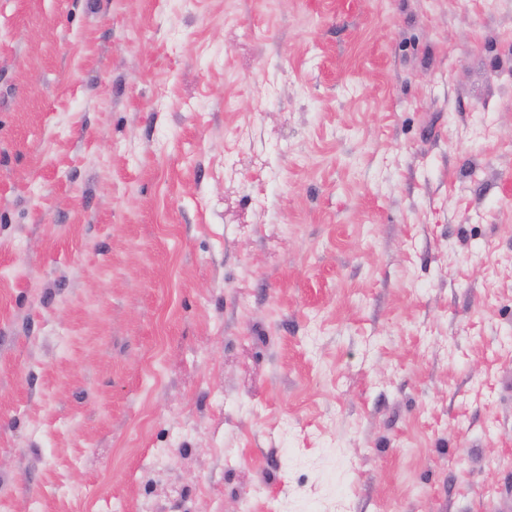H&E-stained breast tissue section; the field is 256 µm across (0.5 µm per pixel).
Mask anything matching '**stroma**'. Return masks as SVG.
<instances>
[{
  "label": "stroma",
  "instance_id": "1",
  "mask_svg": "<svg viewBox=\"0 0 512 512\" xmlns=\"http://www.w3.org/2000/svg\"><path fill=\"white\" fill-rule=\"evenodd\" d=\"M512 512V0H0V512Z\"/></svg>",
  "mask_w": 512,
  "mask_h": 512
}]
</instances>
